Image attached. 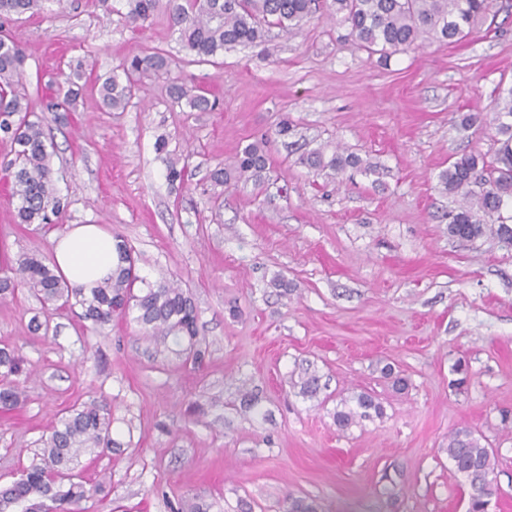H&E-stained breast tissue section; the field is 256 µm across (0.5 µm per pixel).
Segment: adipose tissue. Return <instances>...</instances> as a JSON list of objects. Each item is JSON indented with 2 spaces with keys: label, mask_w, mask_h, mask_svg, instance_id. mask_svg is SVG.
<instances>
[{
  "label": "adipose tissue",
  "mask_w": 512,
  "mask_h": 512,
  "mask_svg": "<svg viewBox=\"0 0 512 512\" xmlns=\"http://www.w3.org/2000/svg\"><path fill=\"white\" fill-rule=\"evenodd\" d=\"M57 270L69 282L91 287L117 261L116 240L97 224H68L52 239Z\"/></svg>",
  "instance_id": "obj_1"
}]
</instances>
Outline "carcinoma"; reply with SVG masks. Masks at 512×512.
<instances>
[{"label":"carcinoma","mask_w":512,"mask_h":512,"mask_svg":"<svg viewBox=\"0 0 512 512\" xmlns=\"http://www.w3.org/2000/svg\"><path fill=\"white\" fill-rule=\"evenodd\" d=\"M40 0H0V25L13 15L34 12ZM127 18L146 23L161 11L177 31L184 49L206 61L237 45L267 42L266 27L275 25L288 33L298 32L311 19L318 0H131ZM489 0H330V15L350 29V35L371 53L383 57L428 41H457L471 34L486 17ZM25 54L14 36L0 37V138L14 145V158L7 164L11 199L16 201L18 224L50 227L65 213L68 202L60 196L53 179V153L48 151L42 121L32 119L34 111L19 86L24 74ZM168 58L156 50H144L125 57L99 87L104 107L124 111L141 78L167 70ZM77 83L39 100L43 112H70L76 103ZM171 97L185 101L197 112H210L215 102L183 84L169 88ZM502 136L495 162L489 164L476 154L457 157L439 175L443 190L459 194L462 203L449 215L448 236L466 241L492 237L512 247V225L485 224L479 214L500 213L505 200L512 199V89L498 99L492 118ZM267 139L247 144L233 160L214 170L217 186L231 182L252 183L257 189L265 182L269 165ZM303 163L311 168L341 173L362 166V159L341 150L327 156L310 153ZM479 190H474V187ZM118 261L112 274L91 288L73 286L55 266L38 253H24L17 259L20 281L0 279V298L15 293L21 282L43 304L47 315L78 306L83 319L105 326L115 316L134 314L144 335L163 344L173 342L176 354L196 365L204 353L196 343V309L191 298L173 280L161 277L148 282L139 277L131 262L132 250L122 236H116ZM143 288L134 293L135 284ZM23 372L15 351L0 348V408L10 411L24 398L17 377ZM356 407L336 410L335 423L347 429L362 420L381 416V404L369 393L355 397ZM112 410L104 400L71 406L59 424L43 441V448L18 477L0 485V512H72L71 507L101 491L75 472L85 453H110ZM448 459L455 473L464 476L473 489L492 494L495 476L493 449L481 444L468 428L448 435Z\"/></svg>","instance_id":"cac0c4a2"}]
</instances>
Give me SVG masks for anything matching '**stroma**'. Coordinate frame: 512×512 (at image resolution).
Segmentation results:
<instances>
[{
  "mask_svg": "<svg viewBox=\"0 0 512 512\" xmlns=\"http://www.w3.org/2000/svg\"><path fill=\"white\" fill-rule=\"evenodd\" d=\"M129 9L41 0L0 32L22 41L28 95L78 78L75 111L44 121L66 223L122 235L141 276L176 280L204 359L183 364L132 319L95 327L76 308L33 331L41 305L19 287L0 299V348L19 354L28 381L23 404L0 412V482L30 464L64 409L98 398L120 450L82 456L86 478L110 482L85 512H286L292 497L322 512H467L447 452L461 427L495 451L488 512H512V429L501 423L512 413V249L449 238L459 199L439 184L456 156L495 158L489 118L512 89V0H493L466 39L385 60L320 11L295 36L275 28L266 45L198 62L164 14L138 27ZM141 48L172 66L144 78L125 111H104L97 77ZM174 83L218 107L191 111L170 97ZM262 136L263 188H214L211 171ZM339 146L374 172L332 177L302 162ZM171 159L185 164L183 183L168 182ZM9 193L0 178V277L22 253L53 255L49 229L15 223ZM277 274L288 295L269 288ZM388 363L405 389L383 376ZM308 372L312 399L300 392ZM364 391L383 416L339 429L337 408ZM246 393L259 412L242 406Z\"/></svg>",
  "mask_w": 512,
  "mask_h": 512,
  "instance_id": "stroma-1",
  "label": "stroma"
}]
</instances>
